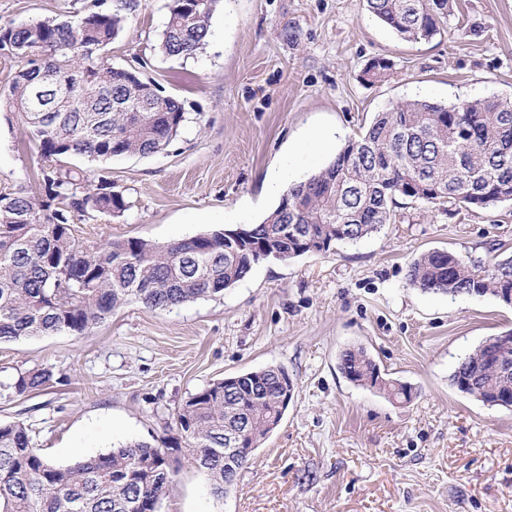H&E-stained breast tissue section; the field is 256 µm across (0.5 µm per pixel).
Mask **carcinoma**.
Returning a JSON list of instances; mask_svg holds the SVG:
<instances>
[{"label": "carcinoma", "mask_w": 512, "mask_h": 512, "mask_svg": "<svg viewBox=\"0 0 512 512\" xmlns=\"http://www.w3.org/2000/svg\"><path fill=\"white\" fill-rule=\"evenodd\" d=\"M216 0H168L159 48L170 58L196 54L210 35ZM370 14L406 41H429L455 13L456 0H366ZM124 17L88 11L77 19H32L0 28V51L24 61L0 97V108L22 113L39 142L42 194H0V342L61 332L84 335L118 308L139 302L166 309L216 297L270 258L288 260L336 245L358 242L396 221L405 203L488 208L512 201V99L484 97L443 105L409 100L379 113L349 139L321 171L294 183L288 205H278L259 224L246 227L253 241L232 237L235 229L178 239L166 245L130 237L103 243L75 235L74 220L117 216L127 209L112 190L105 169L85 172L65 165L81 156L106 163L125 155L163 150L188 120L183 103L151 82L100 58L118 37ZM386 58L365 67L368 82L392 72ZM88 100L60 105L56 89L71 86ZM57 112H29L35 91ZM408 284L423 292L496 297L512 290V259L481 272L462 257L432 250L408 268ZM345 378L391 398L411 401L412 387L377 374L362 347L343 351ZM53 373L32 369L9 385L22 395L49 384ZM512 396V345L482 344L450 376ZM288 371L268 366L220 380L190 395L177 420L178 434L160 444L131 441L70 465L47 461L32 446L22 422L0 425V512H149L173 484L172 463L183 456L224 497L251 454L224 448L241 421L249 435L242 447L258 448L288 409Z\"/></svg>", "instance_id": "cac0c4a2"}]
</instances>
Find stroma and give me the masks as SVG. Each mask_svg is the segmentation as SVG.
I'll return each mask as SVG.
<instances>
[{
	"label": "stroma",
	"instance_id": "obj_1",
	"mask_svg": "<svg viewBox=\"0 0 512 512\" xmlns=\"http://www.w3.org/2000/svg\"><path fill=\"white\" fill-rule=\"evenodd\" d=\"M120 11L103 54L141 67L188 121L162 151L113 158L117 216L77 221L91 240L165 244L259 223L280 201L268 175L295 180L392 103L451 105L512 98V0H460L441 35L402 40L364 0H218L210 38L187 59L158 49L167 0H0V26ZM375 57L393 62L363 81ZM334 144L315 149L321 132ZM40 161L19 114L0 112V193L39 194ZM431 249L490 265L512 257V202L442 210L412 204L395 223L336 253L268 259L222 296L165 310L131 303L86 335L0 343V424L21 421L50 462L67 465L176 430L181 404L218 380L284 367L295 392L236 486L215 498L206 475L176 467L160 512H512V408L458 392L449 377L486 339L512 330L492 294L449 297L410 287V262ZM362 347L410 402L350 383L338 356ZM51 385L16 395L19 373Z\"/></svg>",
	"mask_w": 512,
	"mask_h": 512
}]
</instances>
